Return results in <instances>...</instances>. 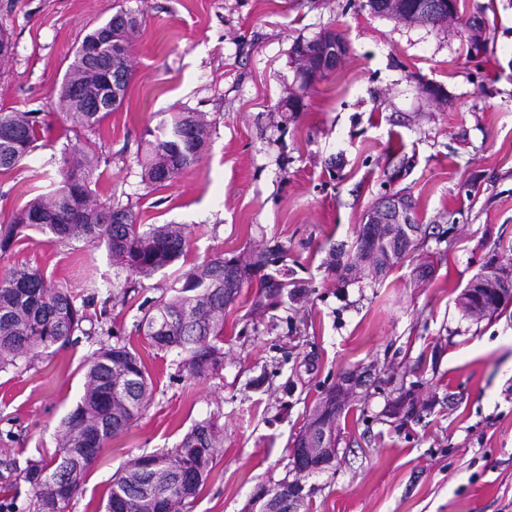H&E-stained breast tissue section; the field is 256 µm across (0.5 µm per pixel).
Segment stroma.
<instances>
[{
    "mask_svg": "<svg viewBox=\"0 0 512 512\" xmlns=\"http://www.w3.org/2000/svg\"><path fill=\"white\" fill-rule=\"evenodd\" d=\"M122 8L145 17L131 81L122 106L81 136L101 157L99 199L140 224L186 225L185 266L259 252L269 264L225 312L223 369L193 380L139 328L172 272L119 303L104 249L17 241L0 275L25 266L76 299L94 295L103 331L0 371V499L15 489L32 508V488L4 480L5 466L54 453L86 360L113 339L141 357L152 399L67 512H105L131 459L174 448L213 416L223 452L188 512H247L259 488L285 480L303 487L292 512H512V307L476 319L460 304L484 268L512 274V0H459L457 19L434 28L374 15L367 0H0L14 44L0 58V108L45 127L0 176V221L58 181L74 138L63 75L84 36ZM329 30L347 51L300 89L293 45ZM296 91L301 110L284 111ZM172 112L203 114L212 135L195 166L156 187L142 179L144 131ZM389 192L413 200L426 238L385 275L338 268ZM270 276L288 296L255 307ZM350 373L361 383L336 421L335 459L297 473L294 439Z\"/></svg>",
    "mask_w": 512,
    "mask_h": 512,
    "instance_id": "obj_1",
    "label": "stroma"
}]
</instances>
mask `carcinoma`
Instances as JSON below:
<instances>
[{
    "label": "carcinoma",
    "mask_w": 512,
    "mask_h": 512,
    "mask_svg": "<svg viewBox=\"0 0 512 512\" xmlns=\"http://www.w3.org/2000/svg\"><path fill=\"white\" fill-rule=\"evenodd\" d=\"M122 71L130 82V57L114 60L105 55L90 65L76 50L61 85L59 101L65 121L74 130L99 129L114 112H97L82 97L83 86L100 75ZM38 117L32 112L0 109V174L17 168L36 148ZM145 134L143 178L164 184L194 166L210 138V124L197 112H178L159 121ZM94 150L68 144L62 150L56 189L30 199L0 223V256L16 241L36 231L55 244L105 248L116 267L112 299L175 265L187 256L190 236L183 224H137L133 214L112 201L97 198ZM224 261L219 256L195 264L178 274L142 318L144 335L160 350L184 354L180 367L193 379L216 375L224 366L223 348L215 344L224 331V312L244 284L246 269L264 265L256 255L235 267L236 282L224 283ZM283 285L269 279L260 285L257 304L281 296ZM90 295L76 304L67 289L47 282L37 271L13 268L0 277V371L33 359L57 345L70 344L91 321ZM152 395V384L140 357L127 345H104L86 364L83 394L62 422L56 460H29L22 480L34 491L38 512H66L78 493L89 467L106 442L128 430ZM223 447L216 419L195 424L179 445L156 455L160 467L141 469L136 458L112 482L105 512H180L207 480Z\"/></svg>",
    "instance_id": "carcinoma-1"
}]
</instances>
